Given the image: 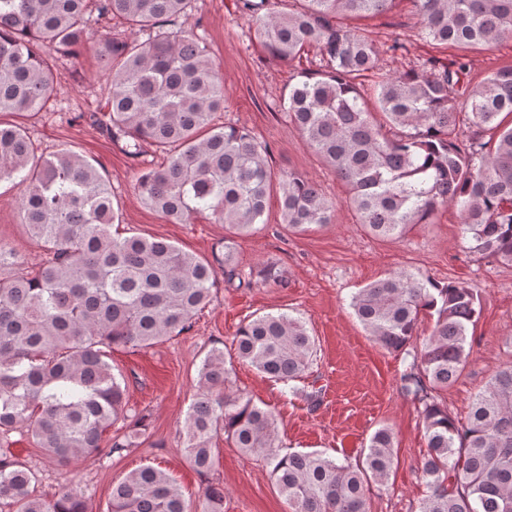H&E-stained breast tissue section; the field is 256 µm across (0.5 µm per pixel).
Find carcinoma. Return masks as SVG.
Returning <instances> with one entry per match:
<instances>
[{
    "label": "carcinoma",
    "mask_w": 512,
    "mask_h": 512,
    "mask_svg": "<svg viewBox=\"0 0 512 512\" xmlns=\"http://www.w3.org/2000/svg\"><path fill=\"white\" fill-rule=\"evenodd\" d=\"M191 0H0V112L40 109L54 88L57 56L75 59L84 15L123 17L145 38H112L100 57L109 72L106 131L129 138L138 157L149 144L168 162L138 177L142 203L173 223L205 212L222 224L224 252L202 260L164 239L112 234L118 215L100 171L68 148L37 154L24 130L0 122V180L25 185L21 223L47 259L23 266L0 245V439L31 434L64 466L149 437L148 415L128 404V380L116 375V346L149 348L190 329L210 304L218 272L245 281L235 239L253 234L274 189L282 224L294 234L332 223L335 204L295 173L274 174L269 150L248 129L219 126L224 85L203 37L175 24ZM260 45L292 62L316 47L322 70L301 72L281 111L308 148L340 181L358 223L374 237L400 240L454 206L467 250L512 266V65L476 80L468 52L512 39V0H409L424 38L455 47L447 63L380 73L373 96L362 79L379 69L370 37L344 26L348 17L385 13L397 0H301L278 11L273 0H242ZM369 335L401 352L420 316L433 327L402 375L403 389L423 403L429 448L422 473L429 488L421 512H512V364L477 393L465 421L435 396L457 380L470 350L469 327L481 313L477 289L391 271L352 296ZM238 360L274 382L302 379L316 353L301 318L266 313L243 322L233 339ZM224 351L213 348L198 371L186 418L185 452L199 473L215 464L224 434L248 457L261 458L290 512H367L368 480L383 482L394 465L393 433L374 432L354 465L320 453L282 455L277 420L229 390ZM26 462L0 454V510L87 512L71 487L47 499ZM109 512H190L165 471L141 466L112 485ZM201 512H224V487L210 485Z\"/></svg>",
    "instance_id": "1"
}]
</instances>
